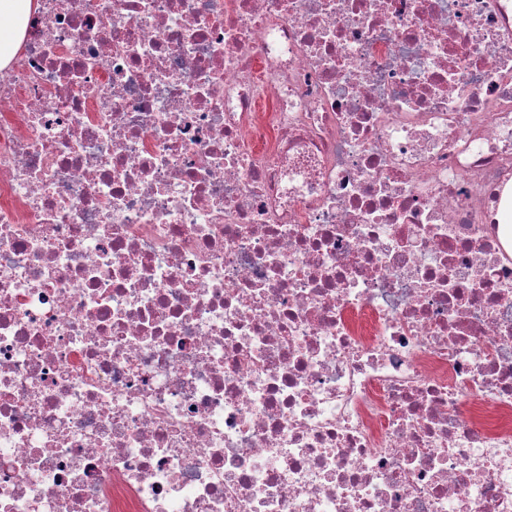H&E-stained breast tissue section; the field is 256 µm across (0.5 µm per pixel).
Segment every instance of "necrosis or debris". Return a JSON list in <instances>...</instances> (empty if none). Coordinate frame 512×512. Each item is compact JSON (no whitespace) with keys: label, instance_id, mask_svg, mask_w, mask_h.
<instances>
[{"label":"necrosis or debris","instance_id":"necrosis-or-debris-1","mask_svg":"<svg viewBox=\"0 0 512 512\" xmlns=\"http://www.w3.org/2000/svg\"><path fill=\"white\" fill-rule=\"evenodd\" d=\"M35 4L0 512H512V0Z\"/></svg>","mask_w":512,"mask_h":512}]
</instances>
